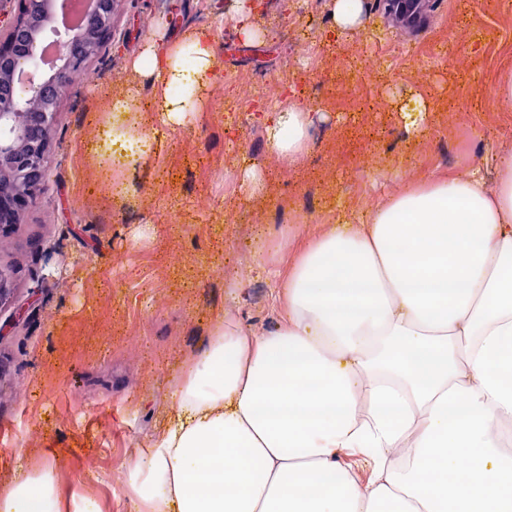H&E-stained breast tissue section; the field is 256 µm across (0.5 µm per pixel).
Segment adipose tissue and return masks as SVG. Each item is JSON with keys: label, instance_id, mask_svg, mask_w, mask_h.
Instances as JSON below:
<instances>
[{"label": "adipose tissue", "instance_id": "obj_1", "mask_svg": "<svg viewBox=\"0 0 512 512\" xmlns=\"http://www.w3.org/2000/svg\"><path fill=\"white\" fill-rule=\"evenodd\" d=\"M215 66L204 29L158 35L133 60L153 109L129 91L100 124L113 194ZM312 122L296 104L276 110L269 150L298 163ZM277 292L274 329L221 320L187 361L171 422L130 467V512H512L496 434L512 419V153L494 184L476 170L411 183L361 223L331 225ZM0 512L96 510L60 494L47 464L16 471Z\"/></svg>", "mask_w": 512, "mask_h": 512}]
</instances>
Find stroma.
<instances>
[{
	"mask_svg": "<svg viewBox=\"0 0 512 512\" xmlns=\"http://www.w3.org/2000/svg\"><path fill=\"white\" fill-rule=\"evenodd\" d=\"M363 2L365 31L340 36L329 0H259L260 36L248 41L227 0H119L111 39L60 101L46 189L0 238L12 279L0 305V488L18 458L37 468L51 448L64 491L128 512L124 474L167 423L185 363L224 315L256 333L279 323L272 291L297 245L359 223L408 183L476 169L494 179L498 156L512 152V111L485 102L512 73V9L430 0L425 23L410 28L381 0ZM148 27L209 30L217 76L199 116L164 130L154 164L118 204L90 155L91 116L130 89L151 101L131 69ZM268 83L283 98L265 97ZM413 89L430 104L418 140L396 110ZM246 96L255 112L242 108ZM285 101L318 114L296 167L264 133ZM254 159L267 190L250 198L239 171ZM263 227L291 229L294 244L259 270L252 242Z\"/></svg>",
	"mask_w": 512,
	"mask_h": 512,
	"instance_id": "1",
	"label": "stroma"
}]
</instances>
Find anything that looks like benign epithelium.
<instances>
[{"instance_id":"1","label":"benign epithelium","mask_w":512,"mask_h":512,"mask_svg":"<svg viewBox=\"0 0 512 512\" xmlns=\"http://www.w3.org/2000/svg\"><path fill=\"white\" fill-rule=\"evenodd\" d=\"M70 0H19L0 31V236L20 222L47 181L46 153L59 102L73 73L112 35L117 0H87L82 23L68 25ZM385 10L420 23L424 0H383Z\"/></svg>"}]
</instances>
